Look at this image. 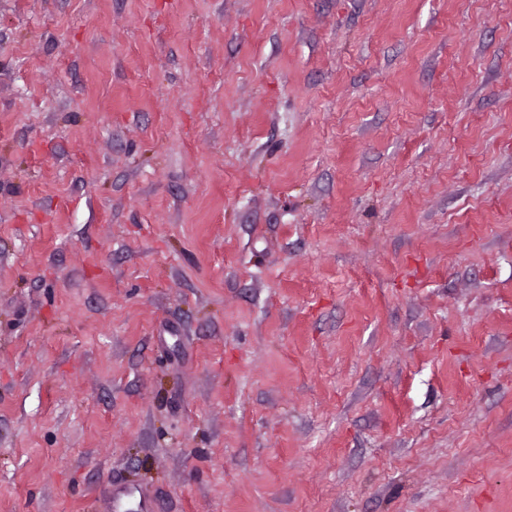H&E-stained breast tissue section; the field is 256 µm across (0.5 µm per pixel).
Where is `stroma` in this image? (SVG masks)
<instances>
[{"label":"stroma","instance_id":"35a3bbf8","mask_svg":"<svg viewBox=\"0 0 512 512\" xmlns=\"http://www.w3.org/2000/svg\"><path fill=\"white\" fill-rule=\"evenodd\" d=\"M512 512V0H0V512ZM108 512H154V501L146 489L126 484L112 486L107 500Z\"/></svg>","mask_w":512,"mask_h":512}]
</instances>
